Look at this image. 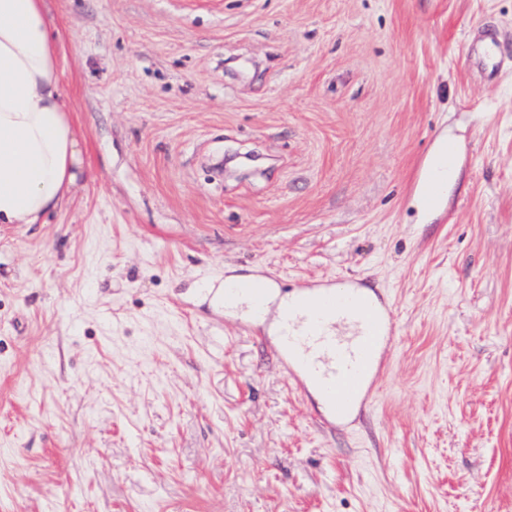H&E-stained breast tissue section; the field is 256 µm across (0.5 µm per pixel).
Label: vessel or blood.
I'll list each match as a JSON object with an SVG mask.
<instances>
[{"label":"vessel or blood","instance_id":"vessel-or-blood-1","mask_svg":"<svg viewBox=\"0 0 512 512\" xmlns=\"http://www.w3.org/2000/svg\"><path fill=\"white\" fill-rule=\"evenodd\" d=\"M266 282L225 281L219 291L228 312L249 319L274 312L269 343L301 390L320 399L324 424L347 422L370 403L378 376L391 358L396 330L391 302L371 297L359 283L300 287L271 303Z\"/></svg>","mask_w":512,"mask_h":512}]
</instances>
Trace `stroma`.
Here are the masks:
<instances>
[{
	"label": "stroma",
	"mask_w": 512,
	"mask_h": 512,
	"mask_svg": "<svg viewBox=\"0 0 512 512\" xmlns=\"http://www.w3.org/2000/svg\"><path fill=\"white\" fill-rule=\"evenodd\" d=\"M48 5L82 175L0 229V512H512V0ZM258 273L393 302L351 422L199 292ZM443 142L435 148L426 164L427 180L435 184L438 193L431 194L425 184L417 191L413 202L419 212L427 216L436 214L445 206L450 190L455 187L458 180L456 165L448 162V158L454 156L455 148L448 143L447 158Z\"/></svg>",
	"instance_id": "35a3bbf8"
}]
</instances>
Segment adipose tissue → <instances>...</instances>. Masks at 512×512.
Segmentation results:
<instances>
[{"label":"adipose tissue","mask_w":512,"mask_h":512,"mask_svg":"<svg viewBox=\"0 0 512 512\" xmlns=\"http://www.w3.org/2000/svg\"><path fill=\"white\" fill-rule=\"evenodd\" d=\"M79 154L46 0H0V224H38L58 209L79 178ZM426 172L414 204L429 216L458 172L440 146Z\"/></svg>","instance_id":"ef3b65f1"}]
</instances>
